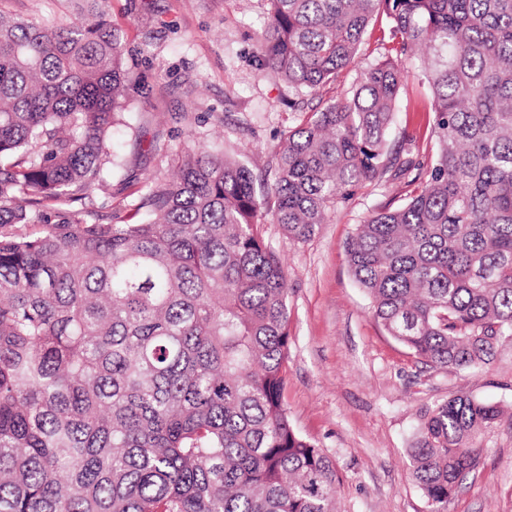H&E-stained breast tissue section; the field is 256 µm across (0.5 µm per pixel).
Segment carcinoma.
Returning a JSON list of instances; mask_svg holds the SVG:
<instances>
[{"instance_id": "obj_1", "label": "carcinoma", "mask_w": 512, "mask_h": 512, "mask_svg": "<svg viewBox=\"0 0 512 512\" xmlns=\"http://www.w3.org/2000/svg\"><path fill=\"white\" fill-rule=\"evenodd\" d=\"M94 3L58 31L0 10V512H339L283 404L288 284L258 226L307 239L408 173L387 142L417 58L435 152L346 261L416 358L485 368L512 342V0H267L264 66L296 92L336 83L383 13L377 56L288 131L272 182L192 145L115 224L98 190L129 72ZM502 415L468 395L425 413L408 456L429 512Z\"/></svg>"}]
</instances>
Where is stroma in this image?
<instances>
[{
    "label": "stroma",
    "mask_w": 512,
    "mask_h": 512,
    "mask_svg": "<svg viewBox=\"0 0 512 512\" xmlns=\"http://www.w3.org/2000/svg\"><path fill=\"white\" fill-rule=\"evenodd\" d=\"M92 0H0V10L55 28L85 22ZM266 0H108L134 74L126 123L112 133V213L131 215L145 177L168 179L177 150L197 142L273 176L289 129L321 106L264 70ZM401 181L364 182L305 241L261 224L288 281L289 357L283 403L292 427L322 448L341 478L340 512H428L407 450L426 410L465 394L499 405L479 463L447 512H512V346L483 370L425 365L388 336L354 282L345 247L358 224L398 205Z\"/></svg>",
    "instance_id": "stroma-1"
}]
</instances>
